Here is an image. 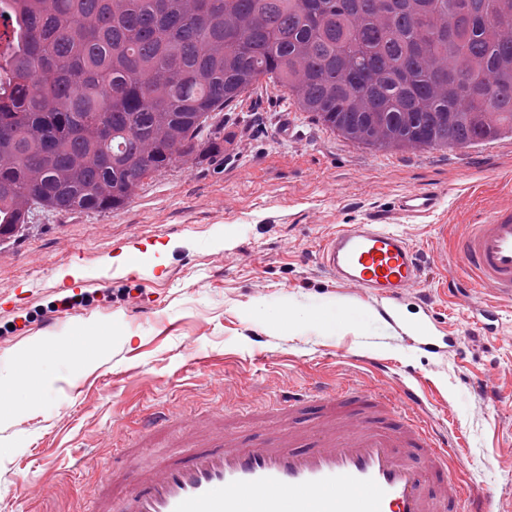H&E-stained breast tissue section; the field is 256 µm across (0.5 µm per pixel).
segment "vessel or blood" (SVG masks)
<instances>
[{
    "mask_svg": "<svg viewBox=\"0 0 512 512\" xmlns=\"http://www.w3.org/2000/svg\"><path fill=\"white\" fill-rule=\"evenodd\" d=\"M442 195L412 189L396 212L433 215ZM337 282L397 301L423 279L420 255L403 235L363 221L339 227L318 249ZM441 285L484 288L512 298V208L468 225L452 249L438 252ZM172 419L147 411L144 439ZM241 441L209 423L180 431L188 457L127 448L121 464L102 459L91 512H449L469 498L482 512L485 488L463 491L447 438L437 437L408 389L367 390L315 384L281 396L248 425Z\"/></svg>",
    "mask_w": 512,
    "mask_h": 512,
    "instance_id": "vessel-or-blood-1",
    "label": "vessel or blood"
}]
</instances>
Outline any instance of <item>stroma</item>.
<instances>
[{
  "instance_id": "obj_1",
  "label": "stroma",
  "mask_w": 512,
  "mask_h": 512,
  "mask_svg": "<svg viewBox=\"0 0 512 512\" xmlns=\"http://www.w3.org/2000/svg\"><path fill=\"white\" fill-rule=\"evenodd\" d=\"M409 189L442 192L441 208L399 217ZM496 205H512V135L378 150L272 89L225 116L222 153L173 161L123 207L33 211L30 231L0 244V292L35 287L26 305L0 309V375L22 366L55 389L28 411L0 410V512H89L94 462L114 450L103 434L121 427L115 448L138 447L142 412L186 423L317 381L412 388L430 426L458 443L463 482L491 487L485 509L498 512L512 492V299L442 288L434 267L445 241ZM369 217L387 218L425 264L399 302L344 286L318 262L337 226ZM157 244L159 263L145 255ZM125 252L138 277L103 286L106 258ZM66 299L73 316L45 329ZM331 300L366 313L362 333L324 323ZM285 306L302 320L272 326ZM102 328L106 347L83 341Z\"/></svg>"
}]
</instances>
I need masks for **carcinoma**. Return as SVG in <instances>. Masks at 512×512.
<instances>
[{
  "label": "carcinoma",
  "mask_w": 512,
  "mask_h": 512,
  "mask_svg": "<svg viewBox=\"0 0 512 512\" xmlns=\"http://www.w3.org/2000/svg\"><path fill=\"white\" fill-rule=\"evenodd\" d=\"M5 1L0 241L125 205L263 89L376 149L512 133V0Z\"/></svg>",
  "instance_id": "cac0c4a2"
}]
</instances>
